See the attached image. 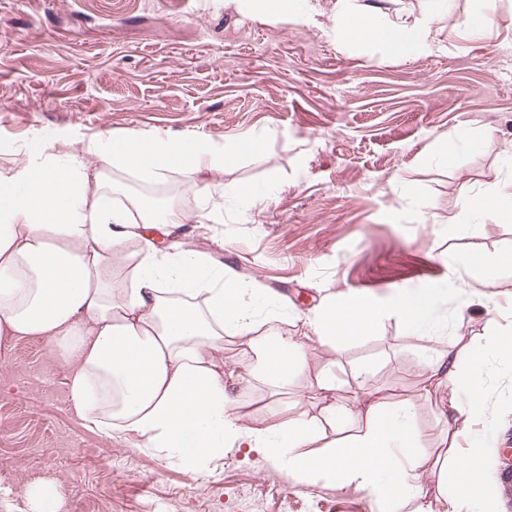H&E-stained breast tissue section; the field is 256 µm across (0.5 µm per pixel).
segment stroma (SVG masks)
<instances>
[{"label": "stroma", "instance_id": "1", "mask_svg": "<svg viewBox=\"0 0 512 512\" xmlns=\"http://www.w3.org/2000/svg\"><path fill=\"white\" fill-rule=\"evenodd\" d=\"M455 0L433 27L447 52L405 60L369 44H340L329 25L245 18L224 0H0V173L22 166L32 145L50 152L134 132L195 136L214 149L251 136L260 151L203 172L219 186L273 185L270 198L225 197L213 223L169 224L161 246L206 253L272 297L262 332H306L321 304L350 291L386 297L403 285L437 295L446 328L409 336L396 316L343 352L311 339L308 369L279 395L262 381L239 394L251 425L288 415L321 418L310 385L321 369L341 380L369 368L375 395L411 396L425 354L512 323V266L485 297L472 296L474 267L449 281L446 257L512 254V221L495 209L467 218L463 188L479 194L512 176V0H497L481 39L459 36ZM460 126L483 141L448 162L434 141ZM495 432L482 481L512 512L502 451L512 448V365L489 390ZM52 479L75 512H370L363 492L307 487L260 450L225 447L195 472L177 457L103 439L71 409L67 366L44 338L0 339V512H31L26 490Z\"/></svg>", "mask_w": 512, "mask_h": 512}]
</instances>
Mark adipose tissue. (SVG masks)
Listing matches in <instances>:
<instances>
[{"mask_svg": "<svg viewBox=\"0 0 512 512\" xmlns=\"http://www.w3.org/2000/svg\"><path fill=\"white\" fill-rule=\"evenodd\" d=\"M423 10L384 8L381 0H335L332 32L340 43H372L409 59L440 50L435 17L453 0H425ZM236 13L316 24L315 0H224ZM259 138L233 141L213 151L196 137L131 134L104 145L72 149L63 156L31 158L18 172L0 176V338L40 336L68 367L67 386L75 414L105 438L133 437L138 447L180 458L196 470L225 444L256 448L295 482H330L364 491L370 512H433L419 469L427 457L414 428L419 404L440 387L451 394L442 411V444L453 447L456 425L487 413L483 381L462 371L464 360L494 369L512 362V343L497 331L462 345L426 354L429 375L413 395L396 403L366 388L368 369L352 367L353 405L335 394L336 376L319 374L312 391L323 400L322 421L272 419L243 426L235 412L234 385L263 377L287 387L304 372L303 342L280 333L259 334V291L234 272L208 263L192 250L164 251L147 232L161 224H205L220 200L267 197L270 185L251 182L216 188L200 183L202 170L233 163L240 150L258 149ZM132 171L152 179L177 171L200 204L185 211L171 203L145 209L140 198L108 201L101 168ZM143 242L131 273L132 287L113 286L115 261L131 238ZM433 293L398 287L389 299L352 292L319 308L308 330L336 351L368 335L396 315L411 336L435 325ZM235 336L252 352L243 370L225 371L224 339ZM336 432L326 449L316 443L324 429ZM483 445L472 439L457 457L453 475L438 495L451 512H498L478 477Z\"/></svg>", "mask_w": 512, "mask_h": 512, "instance_id": "adipose-tissue-1", "label": "adipose tissue"}]
</instances>
